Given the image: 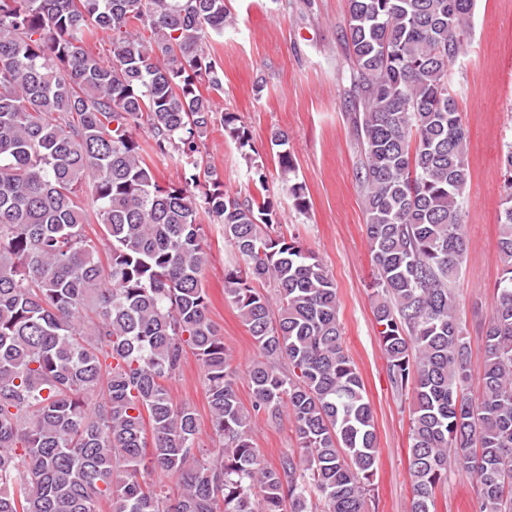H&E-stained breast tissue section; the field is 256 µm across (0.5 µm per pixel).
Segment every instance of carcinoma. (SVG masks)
Returning <instances> with one entry per match:
<instances>
[{
  "label": "carcinoma",
  "instance_id": "obj_1",
  "mask_svg": "<svg viewBox=\"0 0 512 512\" xmlns=\"http://www.w3.org/2000/svg\"><path fill=\"white\" fill-rule=\"evenodd\" d=\"M348 2L373 314L389 383L413 400L412 512H434L452 470L475 482V512H512V142L475 400L452 288L468 249L469 166L448 68L475 0ZM228 18L225 0H0V512L378 508L374 415L344 346L336 281L282 232L271 200L224 192L201 155L215 123L202 88L222 89L210 37ZM100 33L107 59L87 49ZM221 122L250 145L233 113ZM148 150L181 182H159ZM286 182L305 213V187ZM204 216L236 257L224 295L257 351L248 408L209 318ZM92 223L103 253L85 234ZM189 349L204 369L213 455L195 409L168 388ZM284 415L297 447L269 466L254 423Z\"/></svg>",
  "mask_w": 512,
  "mask_h": 512
}]
</instances>
